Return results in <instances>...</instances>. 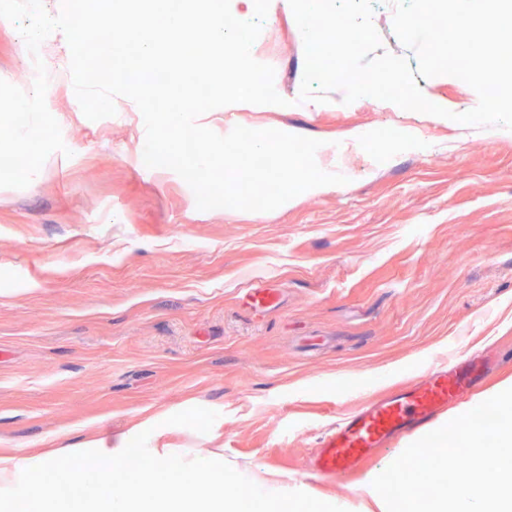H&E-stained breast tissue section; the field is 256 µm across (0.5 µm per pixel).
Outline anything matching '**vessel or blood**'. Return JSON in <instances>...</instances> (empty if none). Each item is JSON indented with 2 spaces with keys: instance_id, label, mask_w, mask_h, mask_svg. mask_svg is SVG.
<instances>
[{
  "instance_id": "obj_1",
  "label": "vessel or blood",
  "mask_w": 512,
  "mask_h": 512,
  "mask_svg": "<svg viewBox=\"0 0 512 512\" xmlns=\"http://www.w3.org/2000/svg\"><path fill=\"white\" fill-rule=\"evenodd\" d=\"M486 376L478 358L449 355L395 392L365 402L342 418L316 448L312 471L320 477L355 473L374 452L433 424L480 389Z\"/></svg>"
}]
</instances>
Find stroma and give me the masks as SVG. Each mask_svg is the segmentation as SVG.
Listing matches in <instances>:
<instances>
[{"mask_svg": "<svg viewBox=\"0 0 512 512\" xmlns=\"http://www.w3.org/2000/svg\"><path fill=\"white\" fill-rule=\"evenodd\" d=\"M252 55L274 67L284 105L199 124L319 140L317 164L347 184L268 212L198 210L181 177L144 164L134 101L89 120L61 59L46 105L67 150L27 188H0V454L115 448L145 431L157 457L214 453L259 487L387 512L371 483L399 449L335 480L310 474L311 454L362 399L453 348L485 354L488 374L448 418L512 388V130L348 104L339 89L308 106L284 4ZM36 76L0 19V79L29 92ZM417 84L454 113L478 103L452 76ZM355 130L379 149L348 148ZM258 279L272 306L253 304Z\"/></svg>", "mask_w": 512, "mask_h": 512, "instance_id": "35a3bbf8", "label": "stroma"}]
</instances>
